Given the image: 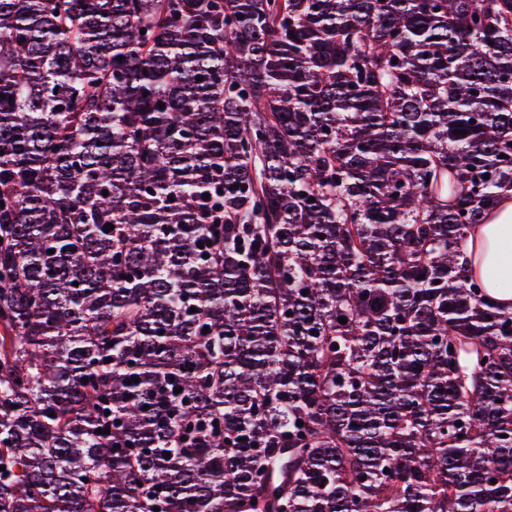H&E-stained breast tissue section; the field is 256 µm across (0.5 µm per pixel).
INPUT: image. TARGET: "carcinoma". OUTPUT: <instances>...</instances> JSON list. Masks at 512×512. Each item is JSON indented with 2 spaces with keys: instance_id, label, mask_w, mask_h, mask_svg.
Masks as SVG:
<instances>
[{
  "instance_id": "obj_1",
  "label": "carcinoma",
  "mask_w": 512,
  "mask_h": 512,
  "mask_svg": "<svg viewBox=\"0 0 512 512\" xmlns=\"http://www.w3.org/2000/svg\"><path fill=\"white\" fill-rule=\"evenodd\" d=\"M510 192L512 0H0V512H512ZM471 256V273L485 277L494 269L503 285L489 290L494 304L512 307V196H501L486 224H475L467 245Z\"/></svg>"
}]
</instances>
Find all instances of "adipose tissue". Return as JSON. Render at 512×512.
<instances>
[{
    "label": "adipose tissue",
    "mask_w": 512,
    "mask_h": 512,
    "mask_svg": "<svg viewBox=\"0 0 512 512\" xmlns=\"http://www.w3.org/2000/svg\"><path fill=\"white\" fill-rule=\"evenodd\" d=\"M467 248L473 275L483 277L493 269L500 274L502 283L490 289L489 300L512 307V196H501L487 222L472 227Z\"/></svg>",
    "instance_id": "adipose-tissue-1"
}]
</instances>
